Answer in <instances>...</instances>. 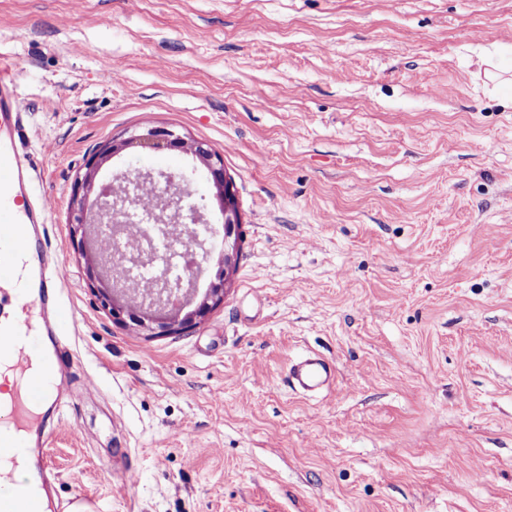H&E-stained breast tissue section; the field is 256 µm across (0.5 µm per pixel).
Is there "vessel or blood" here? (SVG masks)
Masks as SVG:
<instances>
[{"label":"vessel or blood","mask_w":512,"mask_h":512,"mask_svg":"<svg viewBox=\"0 0 512 512\" xmlns=\"http://www.w3.org/2000/svg\"><path fill=\"white\" fill-rule=\"evenodd\" d=\"M28 110L18 73L0 59V287H12L20 304L18 323L0 325V341L16 342L15 367L21 372L27 370L32 354L39 350L42 336L55 337L64 352L47 376L26 380L9 412L0 415L2 456L25 452L21 431L34 423L36 409L55 400L53 381L69 373L73 364L68 352V325L57 298L59 284L68 279V269L52 261L45 264L42 273L34 271L40 253L36 228L46 223L50 201L35 194L34 159L22 145ZM335 379V366L316 354L304 356L288 368L290 386L302 393L329 387Z\"/></svg>","instance_id":"obj_1"}]
</instances>
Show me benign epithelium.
I'll return each mask as SVG.
<instances>
[{
  "mask_svg": "<svg viewBox=\"0 0 512 512\" xmlns=\"http://www.w3.org/2000/svg\"><path fill=\"white\" fill-rule=\"evenodd\" d=\"M127 149H139L143 152H163L171 149H181L192 155L207 172L216 190L215 197L224 224V250L221 251L224 268L218 275V282L213 283L196 299L194 280L201 269L193 267L188 274V280L178 288H166V299L160 302H146L151 295L150 288H120L112 280V272L105 265L101 249H96V261L103 277L108 283L104 295L105 303L112 305V315L117 316L123 310L121 302L133 300L139 310L137 325L151 331L153 325H158L162 331L170 334H180L195 324V320L205 316L212 308L224 299V286L229 276L235 272L239 240L241 237V216L238 208L234 183L224 173V161L207 144L189 140L176 131L166 127L150 128L142 133L133 134L120 141L105 145L99 154L87 164L81 186L95 193L93 203H88L82 196L75 198L71 211L70 224L72 233L80 234V244H86L91 238L93 225L113 223L116 232L123 234L127 227L121 224V216L126 211L125 201L111 194L110 184L95 183V177L102 162L109 157ZM158 224L155 230L170 237L181 238L188 224L204 223L201 209L190 201L187 195L162 194L156 199Z\"/></svg>",
  "mask_w": 512,
  "mask_h": 512,
  "instance_id": "benign-epithelium-1",
  "label": "benign epithelium"
}]
</instances>
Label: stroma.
<instances>
[{"mask_svg": "<svg viewBox=\"0 0 512 512\" xmlns=\"http://www.w3.org/2000/svg\"><path fill=\"white\" fill-rule=\"evenodd\" d=\"M69 271L71 388L44 460L88 512H512V0H0ZM206 142L242 224L180 334L102 307L68 224L99 146ZM180 151L97 178L211 182ZM335 384H286L308 352Z\"/></svg>", "mask_w": 512, "mask_h": 512, "instance_id": "stroma-1", "label": "stroma"}]
</instances>
